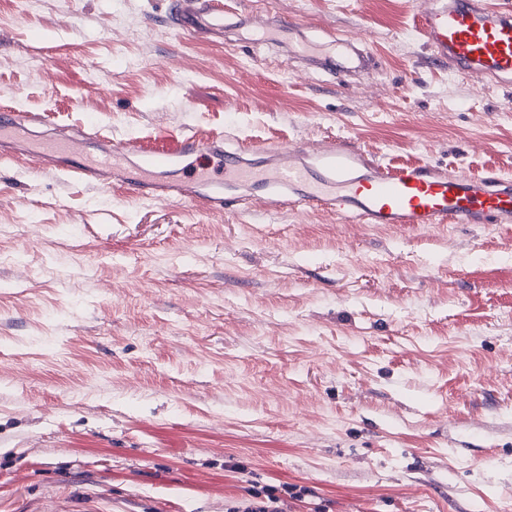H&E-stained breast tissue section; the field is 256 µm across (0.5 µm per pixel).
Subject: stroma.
Returning a JSON list of instances; mask_svg holds the SVG:
<instances>
[{
	"mask_svg": "<svg viewBox=\"0 0 512 512\" xmlns=\"http://www.w3.org/2000/svg\"><path fill=\"white\" fill-rule=\"evenodd\" d=\"M0 0V109L113 142H351L512 181V81L438 64L432 0ZM294 26L260 40L258 22ZM132 200L0 156V512H512V224ZM174 20L175 23L183 30L189 33H215L223 29L216 28L217 24L211 23L209 20L216 18L223 20L224 12L214 8L211 0H175L174 2ZM277 491L274 487H253L248 493L249 499L236 502L226 512H283L279 506L281 498L276 495Z\"/></svg>",
	"mask_w": 512,
	"mask_h": 512,
	"instance_id": "1",
	"label": "stroma"
}]
</instances>
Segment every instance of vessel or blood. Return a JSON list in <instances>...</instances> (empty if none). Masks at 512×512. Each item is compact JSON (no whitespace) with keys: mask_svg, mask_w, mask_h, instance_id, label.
<instances>
[{"mask_svg":"<svg viewBox=\"0 0 512 512\" xmlns=\"http://www.w3.org/2000/svg\"><path fill=\"white\" fill-rule=\"evenodd\" d=\"M174 20L184 31L210 34L223 19L213 0H174ZM421 27L434 58L455 70L483 79L512 78V5L488 9L483 0H438L421 16ZM37 112H0V135L28 139L43 124ZM28 155L40 172H63L97 186L120 188L133 198L181 199L205 209H226L232 199L210 191L211 175L160 184L149 175L177 159L199 155L216 159L225 179H256L248 162L225 151L223 135L183 133L177 147L145 150L140 140L124 142L121 151L92 157L70 141L34 142ZM265 186L281 187V206L328 210L342 222L358 224H511L512 182L495 175H454L428 164L389 168L370 164L362 153L338 145L319 156L318 165L301 154L274 163Z\"/></svg>","mask_w":512,"mask_h":512,"instance_id":"1","label":"vessel or blood"}]
</instances>
